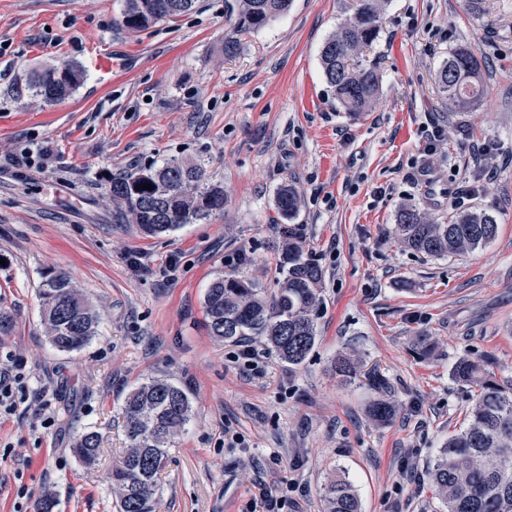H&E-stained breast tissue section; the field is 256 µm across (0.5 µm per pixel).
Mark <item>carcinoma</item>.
<instances>
[{
	"label": "carcinoma",
	"instance_id": "cac0c4a2",
	"mask_svg": "<svg viewBox=\"0 0 512 512\" xmlns=\"http://www.w3.org/2000/svg\"><path fill=\"white\" fill-rule=\"evenodd\" d=\"M197 0H124L121 25L136 32L191 12ZM389 0H352V14L326 41L321 52L325 80L335 99L351 115L367 111L377 98L378 71L357 61L363 48L379 36L380 19ZM290 0H230L227 17L236 31L257 32L288 11ZM36 71L16 97L45 103L70 96L80 85V69L65 65ZM437 84L448 107L465 111L484 95L481 64L474 52L459 46L442 61ZM150 184L153 189H145ZM112 223L134 224L146 236L174 232L186 224L203 223L224 209V190L210 182L202 164L165 162L112 177L109 186ZM301 194L292 184L275 195L278 245L277 288L270 292L237 275L216 277L204 295L205 325L221 340L246 336L264 340L288 368L300 366L317 341L316 309L322 269L303 257L295 224ZM402 242L430 256L464 254L491 242L498 222L489 207L463 211L446 224H435L413 207L397 216ZM42 320L50 343L60 352L85 347L97 335L99 314L63 271L42 275L39 286ZM337 376L356 377L358 362L340 356ZM453 379L476 389L468 423L448 436L427 469L428 484L446 512H512V385H502L481 358L462 357L451 370ZM396 404L378 397L368 417L386 424L397 415ZM193 416L189 392L164 378L141 383L125 398L123 431L126 448L112 470L119 512H155L158 480L173 438ZM85 465L100 454V436L86 431L73 448ZM321 512H361L351 483L338 477L323 488Z\"/></svg>",
	"mask_w": 512,
	"mask_h": 512
}]
</instances>
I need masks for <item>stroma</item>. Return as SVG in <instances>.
I'll list each match as a JSON object with an SVG mask.
<instances>
[{"mask_svg":"<svg viewBox=\"0 0 512 512\" xmlns=\"http://www.w3.org/2000/svg\"><path fill=\"white\" fill-rule=\"evenodd\" d=\"M485 5L389 0L361 57L380 92L353 118L320 63L349 0H292L250 33L232 31L224 0L138 32L118 24L123 0H0V309L14 317L0 368L24 375L14 407H0V512H36L46 496L52 512H117L123 400L158 377L189 389L193 418L161 472L157 512H248L263 488L280 512H319L339 474L362 512H441L426 467L475 395L453 364L486 356L512 382V0ZM460 45L485 86L464 112L435 81ZM65 64L85 73L71 96L17 100L30 72ZM174 159L206 163L223 211L158 237L113 223L110 176ZM285 183L302 194L303 249L323 271L318 337L294 370L256 342L258 375L235 361L238 343L209 335L203 299L228 273L273 288ZM406 204L438 223L492 207L497 235L464 255L417 253L397 234ZM48 270L69 273L101 315L82 350L46 337ZM343 352L359 357L348 382L331 371ZM373 375L399 407L386 425L366 415ZM91 429L102 450L87 467L72 448Z\"/></svg>","mask_w":512,"mask_h":512,"instance_id":"35a3bbf8","label":"stroma"}]
</instances>
